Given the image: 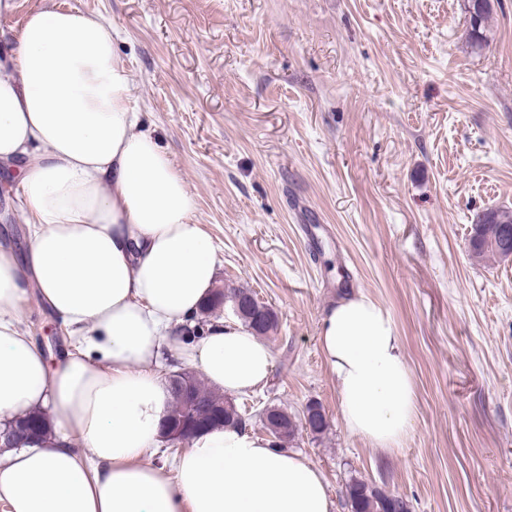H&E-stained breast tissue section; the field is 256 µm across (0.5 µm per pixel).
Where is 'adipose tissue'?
Listing matches in <instances>:
<instances>
[{
	"mask_svg": "<svg viewBox=\"0 0 512 512\" xmlns=\"http://www.w3.org/2000/svg\"><path fill=\"white\" fill-rule=\"evenodd\" d=\"M0 160L20 164L24 254L0 246V423L47 412L52 438L0 457V512H331L319 468L237 426L196 435L174 472L147 462L170 404L159 353L216 280L195 199L133 103L112 25L29 12L0 61ZM73 336L59 362L20 327L28 288ZM348 430L398 447L413 382L384 308L366 296L322 320ZM185 356L228 394L263 385L270 348L223 319Z\"/></svg>",
	"mask_w": 512,
	"mask_h": 512,
	"instance_id": "ef3b65f1",
	"label": "adipose tissue"
}]
</instances>
